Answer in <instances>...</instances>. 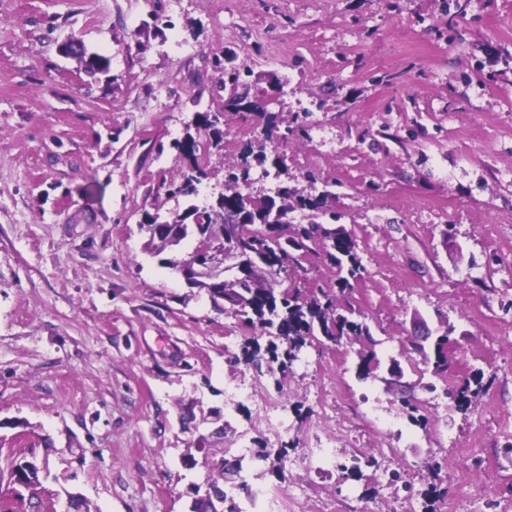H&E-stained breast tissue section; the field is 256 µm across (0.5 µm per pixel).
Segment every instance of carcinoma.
<instances>
[{
  "label": "carcinoma",
  "instance_id": "obj_1",
  "mask_svg": "<svg viewBox=\"0 0 512 512\" xmlns=\"http://www.w3.org/2000/svg\"><path fill=\"white\" fill-rule=\"evenodd\" d=\"M88 73H103L108 69L109 60L99 54L80 59ZM213 69L219 74L224 87V107L236 114L244 110L263 122L261 135L246 142L241 149V162L224 166V201L208 207H199L191 204L186 212L193 215L200 214L197 224H189L183 235L177 238L147 237L145 250L151 254L159 255L165 250H173L180 246L182 241L190 238L200 242L209 227L217 224L223 218V209L226 204L232 203L245 212L247 222L242 225L239 239L233 244L231 252L235 256L249 259L252 252L257 250L256 239L263 233L253 229L257 224L273 223L274 212L267 205L268 193L264 188L255 187V180L251 176V165L248 158L252 157L259 163L267 161V149H272L274 158L272 166L280 164L279 146L288 145L292 140L306 135V129L298 118L283 119L278 113L269 110L270 103L265 99H248L247 94L239 92L241 78L239 75L225 71L221 66V59L213 60ZM177 149L182 155H189L191 163L189 173L183 175L179 184L169 185V195L190 197L195 193V184L208 175L204 170V157L196 156V140L189 135ZM304 178L309 182V189H299L280 182L276 191L280 197L279 210L284 216L296 211H309L323 216H329L334 222L340 219L332 211L327 200V194L316 192L317 178L308 173ZM288 228V243L276 245L268 244L271 252L281 248L289 253L293 247L299 251L311 250L309 245L313 234L322 237L323 256L337 269L336 288H303L300 285L306 269L301 262H278L269 264L267 276L253 280L241 288L226 285L222 292L211 295L213 307L239 318L245 325L256 331V335L245 339L240 347V354L233 356L234 364L255 366L262 363L265 355H271V362L277 367L270 368V372L286 374L293 363L298 360L301 349L313 344L320 348L337 345L346 340L349 342L369 340L371 332L368 325L354 317L355 309L343 306L341 296L351 288L353 283L362 279L366 268L358 254L356 239L343 227H329L323 222H316L313 231H299L293 220L284 224ZM288 280V286L278 288L282 284L280 278ZM451 329L446 327L443 332L432 337L429 343L422 344L411 340V350L420 356L427 365H432V373L443 375L448 372V344H450ZM269 334L285 344L282 353H277L278 344L269 341L267 347H262L260 336ZM358 371L362 376L370 373V366L380 364L377 353L370 349L358 352ZM483 372H475L471 378L448 385L444 389V396L450 400L449 408L461 413L468 412L483 392ZM213 441L208 444L210 454L205 469V484L213 491V496L201 499L191 504L190 512H245L241 506L242 498H251V486L242 472L248 471L253 477L259 479L266 474L261 464L269 463V471L279 478H285L286 464L288 462V448H280L272 453L260 450L249 456L240 455L230 459L224 458V426H218L212 433ZM377 464L373 458L344 453V462L337 465L338 470L347 477L362 473V467H372ZM8 481L13 484L17 481L24 488L31 491L33 501L29 507L40 510L43 504L41 495L42 482L40 468L29 460L13 461L7 467Z\"/></svg>",
  "mask_w": 512,
  "mask_h": 512
}]
</instances>
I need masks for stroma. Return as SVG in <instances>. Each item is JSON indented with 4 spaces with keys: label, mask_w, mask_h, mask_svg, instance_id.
I'll return each mask as SVG.
<instances>
[{
    "label": "stroma",
    "mask_w": 512,
    "mask_h": 512,
    "mask_svg": "<svg viewBox=\"0 0 512 512\" xmlns=\"http://www.w3.org/2000/svg\"><path fill=\"white\" fill-rule=\"evenodd\" d=\"M106 56L89 75L60 44ZM251 67L249 96L309 111L290 174L332 182L367 272L349 296L382 362L417 383L408 340L452 325L455 379L483 370L467 413L417 388L412 424L360 343L305 349L278 379L233 365L247 330L144 249L145 213L182 212L164 184L224 112L194 203L224 191L251 123L224 111L212 60ZM512 0H0V470L36 454L64 512H189L203 483L188 446L224 414L225 456L287 448L324 512H512ZM257 385L273 434L235 384ZM338 403V419L324 406ZM337 449L411 466L412 490L373 467L340 478ZM48 441V449L38 441ZM439 493L422 500L429 486Z\"/></svg>",
    "instance_id": "35a3bbf8"
}]
</instances>
